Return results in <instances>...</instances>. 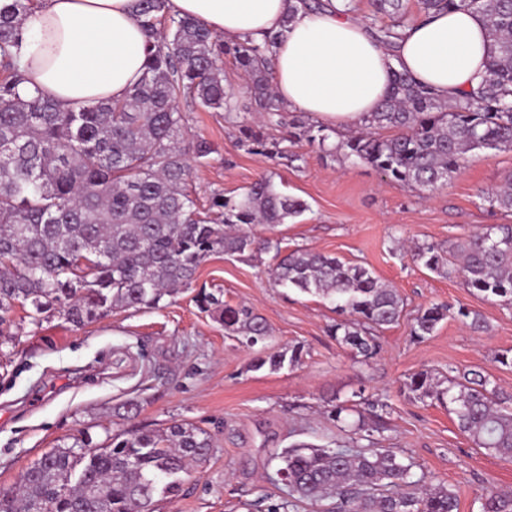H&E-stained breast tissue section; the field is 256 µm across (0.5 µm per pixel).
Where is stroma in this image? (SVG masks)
<instances>
[{
    "mask_svg": "<svg viewBox=\"0 0 512 512\" xmlns=\"http://www.w3.org/2000/svg\"><path fill=\"white\" fill-rule=\"evenodd\" d=\"M182 112L188 130L216 150L209 165L191 168L189 190L199 205L213 191L233 197L271 177L309 209L276 228L256 227L257 237L366 266L397 289L405 316L383 330L378 357L353 356L328 333L340 319L333 306L274 286L271 255L263 250L213 255L187 288L158 307L118 308L82 327L60 318L35 325L15 310L0 328V487H11L45 451L74 439L100 444L117 432L185 421L210 433L212 454L160 512H267L282 494L271 450L296 442L343 444L347 434L323 417L324 401L360 391L392 406L379 447L395 449L416 473L453 489L458 512H482V494L512 489V462L474 447L446 408L403 390L414 372L453 367L481 370L512 393V368L497 361L499 352L512 349V309L483 299L461 276L436 275L409 256L422 244L445 245L485 224L512 223L511 214L487 199L512 175V150L472 156L446 185L429 191L305 142L275 158L249 153L238 138L241 126L257 125L252 110L231 120L199 107ZM202 288L222 290L230 305L252 306L270 328V348L303 345L301 364L251 370L255 350L195 304ZM434 304L478 311L485 328L450 318L432 336L413 340V317ZM131 398L140 401L139 413L116 417L115 406Z\"/></svg>",
    "mask_w": 512,
    "mask_h": 512,
    "instance_id": "stroma-1",
    "label": "stroma"
}]
</instances>
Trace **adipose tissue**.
I'll list each match as a JSON object with an SVG mask.
<instances>
[{"mask_svg": "<svg viewBox=\"0 0 512 512\" xmlns=\"http://www.w3.org/2000/svg\"><path fill=\"white\" fill-rule=\"evenodd\" d=\"M167 6L172 15L202 20L227 42L260 43L279 34L275 94L334 127H356L376 111L393 71L407 72L446 101L463 97L487 73L485 23L465 7L420 15L389 49L364 20L331 8L292 16L288 0H168ZM23 37L18 64L26 91H42L65 109L124 98L147 63L136 0H43L24 22Z\"/></svg>", "mask_w": 512, "mask_h": 512, "instance_id": "1", "label": "adipose tissue"}]
</instances>
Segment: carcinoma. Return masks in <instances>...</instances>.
I'll return each instance as SVG.
<instances>
[{"label": "carcinoma", "instance_id": "obj_1", "mask_svg": "<svg viewBox=\"0 0 512 512\" xmlns=\"http://www.w3.org/2000/svg\"><path fill=\"white\" fill-rule=\"evenodd\" d=\"M366 18L371 34L392 45L404 26V0H372ZM420 10L458 6L480 14L492 54L481 84L462 99H441L407 74H394L380 108L362 131L328 143L324 125L292 123L288 136L268 138L244 126L239 145L268 157L281 144L307 141L341 151L384 176L423 188L445 184L468 158L483 150L512 149V0H419ZM37 0L0 3V326L16 305L30 307L40 322L58 316L75 326L93 323L116 308L156 307L166 295L192 282L213 254L253 250L255 227L273 228L309 206L262 177L237 197L212 194L202 212L187 190L189 159L206 163L213 146L188 135L178 100L227 116L255 109L270 126L283 125L285 108L271 87L269 62L281 34L263 43L219 39L204 22L169 13L166 0H139L148 39L141 82L120 101L105 100L79 111L62 109L39 93L22 92L16 55L24 20ZM232 58L249 80L250 102L242 104L224 86V58ZM512 213V179L489 196ZM274 249L273 282L335 305L348 319L331 325L336 342L371 359L382 350L378 332L400 322L404 299L364 266L318 252ZM411 258L430 271L459 274L486 299L512 306V224H487L443 248L416 247ZM200 310L216 314L224 329L249 347L270 336L265 320L247 306L232 307L204 290ZM450 308L419 312L410 335H432ZM295 344L257 356L251 369L278 371L299 363ZM405 388L421 402L439 404L455 416L472 444L512 461V395L475 370L436 376L422 370ZM368 418L357 404L333 397L325 412L350 428L349 441L335 448L298 443L270 454L287 496L268 512H296L299 504L334 500L332 512H458L457 494L427 485L388 448L375 447L392 407L372 404ZM212 452L209 433L188 422L151 432L112 435L108 445L82 438L53 448L0 488V512H159L173 502L193 470ZM483 512H512V491H490Z\"/></svg>", "mask_w": 512, "mask_h": 512}]
</instances>
